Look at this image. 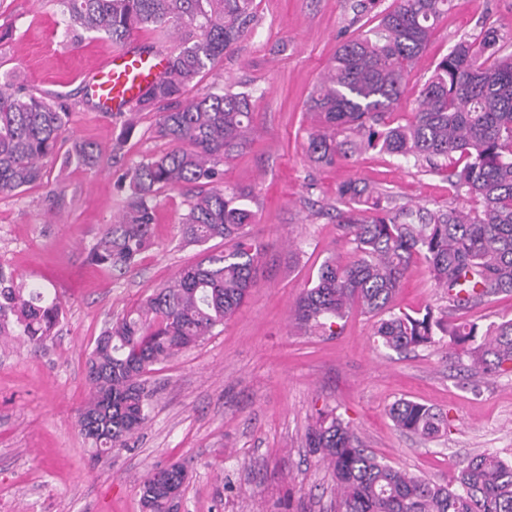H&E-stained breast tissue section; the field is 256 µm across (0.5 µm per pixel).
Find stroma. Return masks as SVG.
Returning <instances> with one entry per match:
<instances>
[{
	"label": "stroma",
	"instance_id": "35a3bbf8",
	"mask_svg": "<svg viewBox=\"0 0 512 512\" xmlns=\"http://www.w3.org/2000/svg\"><path fill=\"white\" fill-rule=\"evenodd\" d=\"M355 0H254L255 21L235 52L194 87H248L257 100L245 148L224 164V186L252 189V235L265 246L257 285L223 331L184 349L149 376L147 422L127 448L94 457L76 425L87 397L94 340L153 289L196 262L179 220L190 197L167 190L154 201L152 244L124 273L91 264L87 250L127 200L125 171L165 151L153 114L142 112L120 153L123 118L88 103L83 73L113 51L91 33L63 39L56 0H0V83L72 103L69 135L96 143L114 163L95 171L56 160L46 183L0 195V267L47 288L64 315L41 351L0 339V504L8 512H142L140 481L156 464L180 461L189 476L179 512H340L336 478L306 446L320 413L349 422L378 459L438 482L453 481L463 457L494 453L512 462V374L472 375L449 338L398 353L374 343L373 317L352 311L334 336L307 334L290 310L329 258L347 247L333 214L349 180L392 191L402 204L453 207L445 172L375 151L331 167L306 158L313 125L306 100L338 45L374 24ZM512 31V0H450L431 43L408 76L394 118L403 123L436 64L485 22ZM422 260H414L395 309L442 305ZM408 399L446 412L448 435L423 440L398 431L391 404Z\"/></svg>",
	"mask_w": 512,
	"mask_h": 512
}]
</instances>
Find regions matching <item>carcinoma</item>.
<instances>
[{"mask_svg":"<svg viewBox=\"0 0 512 512\" xmlns=\"http://www.w3.org/2000/svg\"><path fill=\"white\" fill-rule=\"evenodd\" d=\"M253 0H59L65 41L85 33L123 45L135 28L175 38L166 73L134 103L155 114L154 133L170 149L125 172L130 194L121 217L103 227L88 258L119 272L133 267L150 245L151 202L165 189L192 192L180 218L185 242L202 258L181 269L138 308L110 322L87 361L89 399L78 426L97 454L125 448L148 419L152 392L146 376L159 363L214 335L255 287L262 246L249 226L253 192H224L221 166L248 140L256 100L249 91L188 88L224 61L253 20ZM449 0H393L377 24L343 41L328 73L307 102L316 118L306 156L317 166L378 150L432 170L448 162V184L463 204L431 209L400 206L394 196L358 181L342 183L337 224L351 259L326 260L313 285L296 301L292 317L309 331L334 336V326L356 305L378 317L373 336L393 350H414L437 334L460 347L468 368L512 373V320L485 328L455 324L448 313L512 294V52L494 22L480 37L456 44L436 65L411 118L393 119L405 78L431 39ZM70 107L58 97L0 85V194L43 182L48 161L65 143L64 163L90 170L104 163L90 141L67 140ZM220 240L229 247L215 250ZM423 259L448 307L413 316L389 308L413 257ZM63 313L43 288H30L0 268V336H21L44 348ZM394 426L424 439L448 434V415L399 399L389 409ZM307 447L331 468L342 512H512V462L492 453L461 460L455 482L441 484L394 468L361 447L349 424L322 412ZM185 465H157L143 478L145 512H170L168 491L181 490Z\"/></svg>","mask_w":512,"mask_h":512,"instance_id":"obj_1","label":"carcinoma"}]
</instances>
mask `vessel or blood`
Instances as JSON below:
<instances>
[{
	"label": "vessel or blood",
	"mask_w": 512,
	"mask_h": 512,
	"mask_svg": "<svg viewBox=\"0 0 512 512\" xmlns=\"http://www.w3.org/2000/svg\"><path fill=\"white\" fill-rule=\"evenodd\" d=\"M163 49L125 48L96 65L84 78L87 96L99 110L121 115L128 112L142 87L159 79L168 67Z\"/></svg>",
	"instance_id": "vessel-or-blood-1"
}]
</instances>
